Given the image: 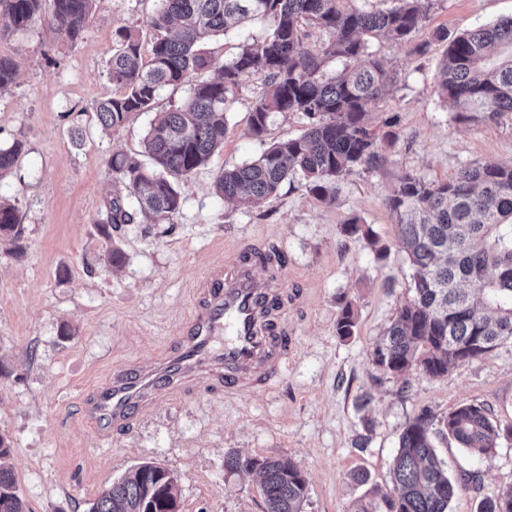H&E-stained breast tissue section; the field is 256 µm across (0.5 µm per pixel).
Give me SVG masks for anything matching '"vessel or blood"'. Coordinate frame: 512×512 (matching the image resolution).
<instances>
[{"label":"vessel or blood","instance_id":"obj_1","mask_svg":"<svg viewBox=\"0 0 512 512\" xmlns=\"http://www.w3.org/2000/svg\"><path fill=\"white\" fill-rule=\"evenodd\" d=\"M287 289V264L270 252L241 246L214 261L194 289L180 347L112 370L86 397L85 419L105 440L191 383L228 395L266 388L286 368Z\"/></svg>","mask_w":512,"mask_h":512}]
</instances>
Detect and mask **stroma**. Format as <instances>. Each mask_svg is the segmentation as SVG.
I'll use <instances>...</instances> for the list:
<instances>
[{"instance_id": "stroma-1", "label": "stroma", "mask_w": 512, "mask_h": 512, "mask_svg": "<svg viewBox=\"0 0 512 512\" xmlns=\"http://www.w3.org/2000/svg\"><path fill=\"white\" fill-rule=\"evenodd\" d=\"M158 6L96 0L71 48L39 24L0 40V54L19 62L15 84L0 92V144H25L0 177V199L18 209L24 226L20 239L0 236V434L11 441L10 465L29 512H88L143 461L176 477L179 512H266L259 477L225 471L231 453L292 458L308 479L303 512H355L391 489L400 435L421 412L441 417L475 403L511 425L512 341L439 379L380 371L371 354L412 296L410 261L386 207L400 178L445 181L466 165H512V112L459 123L436 96L446 46L431 33L444 28L453 37L512 17V0H432L411 45L371 41L395 74L371 118L397 116L395 137L382 146L384 165L339 178L335 203L295 181L257 209L214 195L219 172L262 150L248 125L262 84L246 74L224 146L182 184L181 210L162 224L123 225L107 239L97 224L116 189L109 159L119 149L146 161L150 117L106 132L92 107L113 93L107 68L116 30L138 27L150 45L155 32L146 21ZM421 42L429 45L423 55L411 49ZM351 217L373 230L383 255L344 235ZM236 243L288 255L287 371L268 389L238 395L191 388L100 441L83 417L85 392L114 367L177 348L195 282ZM114 250L123 255L115 267ZM348 303L358 322L342 339L336 318ZM436 451L450 477L464 482L448 512H478L485 497L512 490V438L480 459L450 439Z\"/></svg>"}]
</instances>
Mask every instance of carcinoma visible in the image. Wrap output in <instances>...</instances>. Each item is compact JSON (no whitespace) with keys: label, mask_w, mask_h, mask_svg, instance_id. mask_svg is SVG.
Returning a JSON list of instances; mask_svg holds the SVG:
<instances>
[{"label":"carcinoma","mask_w":512,"mask_h":512,"mask_svg":"<svg viewBox=\"0 0 512 512\" xmlns=\"http://www.w3.org/2000/svg\"><path fill=\"white\" fill-rule=\"evenodd\" d=\"M96 0H0V39L35 20L47 24L61 44L82 39ZM383 11H365L356 0H160L148 24L158 32L149 51L131 28L116 31V47L108 66L112 97L93 107L104 131H117L136 115L154 112L166 86L190 84L188 96L173 108L155 112L143 139L153 161L146 169L126 152L112 153L113 179L124 186L106 205L98 223L107 240L125 224L144 216L153 223L181 210L180 182L224 146L229 128L228 103L244 74L258 76L262 95L249 113L250 133L265 142L276 113L299 112L304 132L267 145L254 159L223 171L215 183L219 198L245 208H258L281 185L299 180L315 198L335 202V183L355 167L384 164L380 134L368 117L393 83L382 57L368 53L372 39L405 44L428 19L430 0H393ZM261 18L270 22L262 37L242 35L239 52L221 66L205 45L233 26ZM327 35L318 49L307 45L310 30ZM434 40L447 48L439 65L435 92L453 109L457 122L479 115L512 112V53L498 60L499 50H512V18L482 25L452 39L438 29ZM366 57L363 66L343 68L332 77L323 69L330 60ZM13 58L0 55V91L14 82ZM212 73L198 80L196 76ZM24 152L14 140L0 146V177L9 173ZM386 207L412 273V298L403 303L372 353L374 365L394 374L417 371L429 378L476 361L501 343L512 341V166H464L447 181L403 176ZM23 232L18 209L0 201V235ZM344 233L374 247L372 229L353 218ZM357 316L342 307L336 335H354ZM512 426L501 428L480 404L462 405L443 418L425 411L399 438L393 460L392 490L374 510L360 512H447L461 485L451 480L435 451V439L449 437L474 456L498 447ZM11 454L0 435V512H27L12 470L3 463ZM257 470L266 512H302L307 479L288 457L258 459ZM151 462L128 469L91 505L89 512H169L179 505L176 478L167 469L149 475ZM479 512H512V490L481 502Z\"/></svg>","instance_id":"carcinoma-1"}]
</instances>
